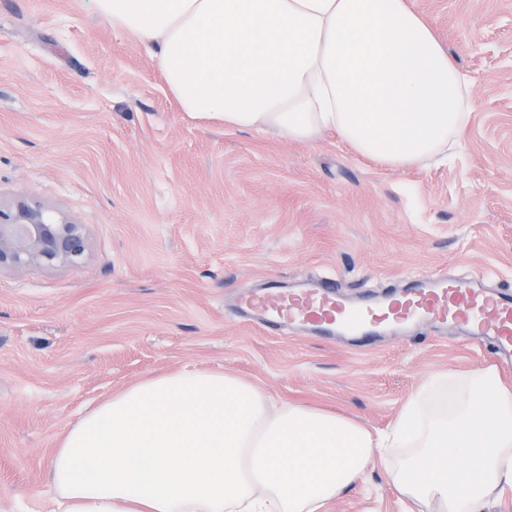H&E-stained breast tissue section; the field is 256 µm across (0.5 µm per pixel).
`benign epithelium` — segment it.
Wrapping results in <instances>:
<instances>
[{
	"label": "benign epithelium",
	"mask_w": 512,
	"mask_h": 512,
	"mask_svg": "<svg viewBox=\"0 0 512 512\" xmlns=\"http://www.w3.org/2000/svg\"><path fill=\"white\" fill-rule=\"evenodd\" d=\"M88 252L82 225L52 218L39 204L17 200L0 205V269L79 266Z\"/></svg>",
	"instance_id": "benign-epithelium-1"
}]
</instances>
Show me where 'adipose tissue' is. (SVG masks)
Listing matches in <instances>:
<instances>
[{
    "label": "adipose tissue",
    "mask_w": 512,
    "mask_h": 512,
    "mask_svg": "<svg viewBox=\"0 0 512 512\" xmlns=\"http://www.w3.org/2000/svg\"><path fill=\"white\" fill-rule=\"evenodd\" d=\"M150 47L181 111L314 143L331 130L400 171L462 143L474 84L410 0H92ZM405 512L512 493V387L439 372L390 430L273 402L227 372L154 375L65 433L56 512H323L373 462Z\"/></svg>",
    "instance_id": "obj_1"
}]
</instances>
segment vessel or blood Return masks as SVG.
<instances>
[{
  "instance_id": "1",
  "label": "vessel or blood",
  "mask_w": 512,
  "mask_h": 512,
  "mask_svg": "<svg viewBox=\"0 0 512 512\" xmlns=\"http://www.w3.org/2000/svg\"><path fill=\"white\" fill-rule=\"evenodd\" d=\"M236 309L241 317L269 331L342 337L362 348L419 326L438 334L452 326L489 345L496 361L512 363V291L486 287L478 272L412 273L400 292L389 290L366 301L341 294L331 276L297 282L275 279L240 295Z\"/></svg>"
}]
</instances>
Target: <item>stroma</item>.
I'll return each mask as SVG.
<instances>
[{"label":"stroma","mask_w":512,"mask_h":512,"mask_svg":"<svg viewBox=\"0 0 512 512\" xmlns=\"http://www.w3.org/2000/svg\"><path fill=\"white\" fill-rule=\"evenodd\" d=\"M410 2L475 95L455 157L395 172L332 132L191 118L88 0H0V202H39L89 242L76 268L0 271V512H55L63 434L154 374L232 372L380 432L430 374L491 364L453 327L356 351L266 334L228 304L318 273L354 297L439 268L512 290V0ZM325 512L403 507L376 467Z\"/></svg>","instance_id":"obj_1"}]
</instances>
